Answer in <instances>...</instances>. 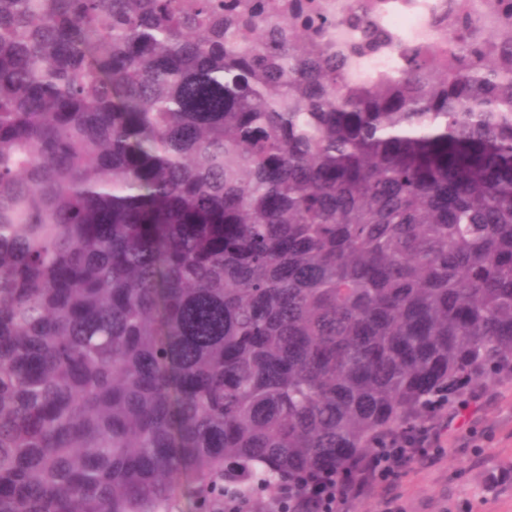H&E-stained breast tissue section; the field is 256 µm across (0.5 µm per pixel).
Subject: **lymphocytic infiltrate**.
Wrapping results in <instances>:
<instances>
[{
    "mask_svg": "<svg viewBox=\"0 0 512 512\" xmlns=\"http://www.w3.org/2000/svg\"><path fill=\"white\" fill-rule=\"evenodd\" d=\"M486 392V386L471 387L466 400L455 407L444 400L434 402L415 431L389 434L380 452L365 455L341 478L321 471L292 493L267 496L260 504L263 512H336L340 502L349 512H356L358 506L373 498L380 500L382 512H403L396 476L412 466L430 463L443 438L464 418L471 404L485 398Z\"/></svg>",
    "mask_w": 512,
    "mask_h": 512,
    "instance_id": "1",
    "label": "lymphocytic infiltrate"
}]
</instances>
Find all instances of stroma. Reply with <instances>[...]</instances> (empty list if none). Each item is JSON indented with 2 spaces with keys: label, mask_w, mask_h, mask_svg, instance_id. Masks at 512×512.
Here are the masks:
<instances>
[{
  "label": "stroma",
  "mask_w": 512,
  "mask_h": 512,
  "mask_svg": "<svg viewBox=\"0 0 512 512\" xmlns=\"http://www.w3.org/2000/svg\"><path fill=\"white\" fill-rule=\"evenodd\" d=\"M489 393L469 431L450 435L431 464L398 480L405 512H512V377L489 380ZM500 481L488 493V478Z\"/></svg>",
  "instance_id": "stroma-1"
}]
</instances>
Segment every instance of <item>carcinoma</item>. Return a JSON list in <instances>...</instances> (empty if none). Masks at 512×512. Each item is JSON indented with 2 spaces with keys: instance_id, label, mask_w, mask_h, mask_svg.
Returning <instances> with one entry per match:
<instances>
[{
  "instance_id": "carcinoma-1",
  "label": "carcinoma",
  "mask_w": 512,
  "mask_h": 512,
  "mask_svg": "<svg viewBox=\"0 0 512 512\" xmlns=\"http://www.w3.org/2000/svg\"><path fill=\"white\" fill-rule=\"evenodd\" d=\"M277 3L0 0V512L339 474L512 359V28L363 86Z\"/></svg>"
}]
</instances>
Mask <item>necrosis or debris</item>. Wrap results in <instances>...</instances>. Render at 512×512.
<instances>
[{
	"label": "necrosis or debris",
	"instance_id": "obj_1",
	"mask_svg": "<svg viewBox=\"0 0 512 512\" xmlns=\"http://www.w3.org/2000/svg\"><path fill=\"white\" fill-rule=\"evenodd\" d=\"M340 19L328 30L327 41L343 48L365 46L353 79L366 83L395 73L412 48L428 53L461 40L466 26L485 29L498 23V16L486 14L485 0H323Z\"/></svg>",
	"mask_w": 512,
	"mask_h": 512
}]
</instances>
